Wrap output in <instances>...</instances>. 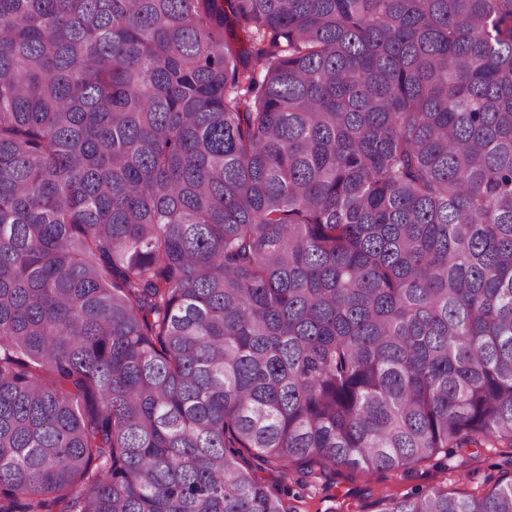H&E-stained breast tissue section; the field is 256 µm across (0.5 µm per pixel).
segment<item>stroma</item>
Wrapping results in <instances>:
<instances>
[{
    "label": "stroma",
    "mask_w": 512,
    "mask_h": 512,
    "mask_svg": "<svg viewBox=\"0 0 512 512\" xmlns=\"http://www.w3.org/2000/svg\"><path fill=\"white\" fill-rule=\"evenodd\" d=\"M260 481L281 489L287 512H377L382 497L442 488L458 496L512 480V448H463L364 476L344 467L304 472L253 460Z\"/></svg>",
    "instance_id": "obj_1"
}]
</instances>
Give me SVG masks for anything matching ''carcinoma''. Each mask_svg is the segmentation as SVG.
<instances>
[{"label": "carcinoma", "mask_w": 512, "mask_h": 512, "mask_svg": "<svg viewBox=\"0 0 512 512\" xmlns=\"http://www.w3.org/2000/svg\"><path fill=\"white\" fill-rule=\"evenodd\" d=\"M503 445L512 0H0V512Z\"/></svg>", "instance_id": "carcinoma-1"}]
</instances>
